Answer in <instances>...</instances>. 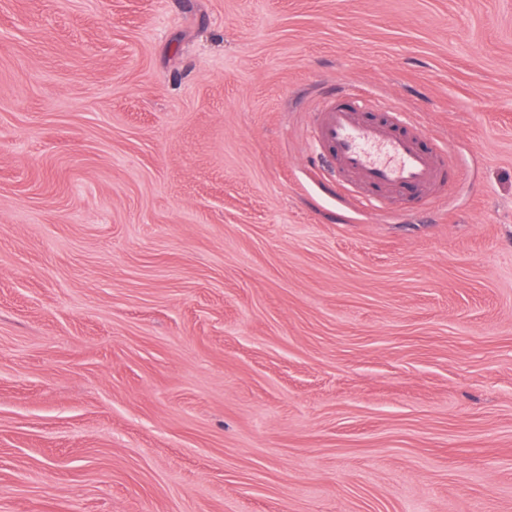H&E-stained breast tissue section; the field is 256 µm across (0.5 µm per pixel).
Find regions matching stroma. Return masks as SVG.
<instances>
[{
  "mask_svg": "<svg viewBox=\"0 0 512 512\" xmlns=\"http://www.w3.org/2000/svg\"><path fill=\"white\" fill-rule=\"evenodd\" d=\"M0 512H512V0H0ZM360 101L345 96L316 114L315 139L336 160L338 174L359 190L430 197L443 178L438 156L422 146L424 127L406 120L399 131L388 120L361 118Z\"/></svg>",
  "mask_w": 512,
  "mask_h": 512,
  "instance_id": "obj_1",
  "label": "stroma"
}]
</instances>
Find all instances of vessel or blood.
<instances>
[{
	"instance_id": "b4317fda",
	"label": "vessel or blood",
	"mask_w": 512,
	"mask_h": 512,
	"mask_svg": "<svg viewBox=\"0 0 512 512\" xmlns=\"http://www.w3.org/2000/svg\"><path fill=\"white\" fill-rule=\"evenodd\" d=\"M360 110V102L346 96L316 114V142L335 159L338 174L362 191L430 196L443 171L422 145L424 127L410 119L400 130L386 120H365Z\"/></svg>"
}]
</instances>
